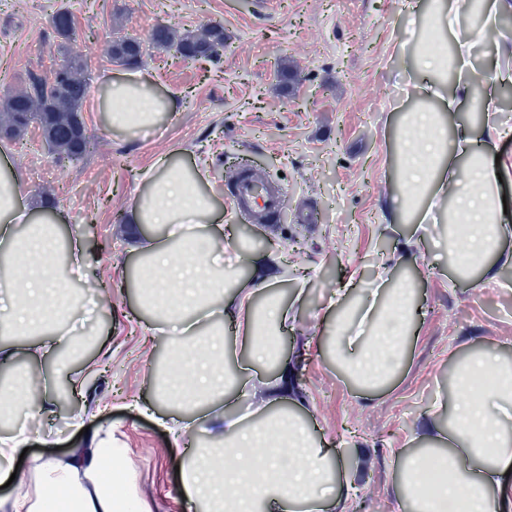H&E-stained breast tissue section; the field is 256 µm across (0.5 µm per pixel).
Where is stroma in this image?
I'll return each instance as SVG.
<instances>
[{
	"label": "stroma",
	"instance_id": "35a3bbf8",
	"mask_svg": "<svg viewBox=\"0 0 512 512\" xmlns=\"http://www.w3.org/2000/svg\"><path fill=\"white\" fill-rule=\"evenodd\" d=\"M414 5L425 12L431 0H267L261 10L241 0H0V100L30 74L50 77L73 53L87 63L93 83L119 74L107 54L113 37L144 41L159 23L183 34L211 20L228 36L217 64L147 49L144 69L157 92L180 98L156 131L130 137L106 129L90 96L83 118L97 144L83 159L56 162L34 126L12 141L13 167L33 196L52 191L67 209L63 236L80 240L93 267L113 276L135 264L115 216L145 191L147 167L189 145L192 153L180 162L216 175L225 223H245L227 199L238 158L260 164L288 191L287 215L253 225L259 242L250 250L279 261L278 281L257 289V302L273 295L296 305L298 322L281 335L282 353L299 338L335 335L336 320L324 307L342 281L353 280L355 304L368 289L413 284L425 314L412 328L404 367L383 390L370 397L354 390L325 350L311 349L294 365L307 428L327 448L369 449L372 465L357 485L358 495L371 499L368 512H400L395 457L414 452L410 433L445 398L449 369L485 347L512 361V267L494 282L477 274L460 278L448 262L443 225L385 220L388 199L406 185L398 151L402 118L419 104L412 88L415 46L405 40ZM62 7L74 15L66 42L49 23ZM417 231L428 264L383 270L387 254ZM81 332L88 345L80 353L60 350L39 362L24 354L32 337L0 329V345L20 352L11 375L38 378L25 388L16 417L33 432L19 472L34 482V459L78 447L75 413L64 407L61 389L101 361L107 369L91 383L109 385L112 397L87 405V425L111 432L132 476L135 512H204L181 498L172 437L152 419L178 411L176 400L156 392L170 337L146 330L132 288L116 293Z\"/></svg>",
	"mask_w": 512,
	"mask_h": 512
}]
</instances>
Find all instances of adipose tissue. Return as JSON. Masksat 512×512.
<instances>
[{"label":"adipose tissue","instance_id":"ef3b65f1","mask_svg":"<svg viewBox=\"0 0 512 512\" xmlns=\"http://www.w3.org/2000/svg\"><path fill=\"white\" fill-rule=\"evenodd\" d=\"M471 12L470 0H451L434 14L438 36L451 41L453 52L431 44L416 60V94L435 101L437 109L414 118L401 158L410 192L389 199L388 211L401 213L410 196H419L418 223H446L462 236L463 246L453 255L457 275L476 270L493 281L512 266V253L500 248L512 235L502 196L503 186L512 185V157L496 155L498 141L512 131L493 119L501 89L512 85V67L504 63L512 43L496 42L498 62L482 92H475L469 69L474 47L501 18L512 16V0H481L476 28L462 23ZM176 106L174 96L156 94L142 70L106 79L99 101L109 128L133 136L153 129L157 114ZM474 109L486 115L482 127L460 122L450 128L441 118ZM10 151L0 141V299L9 303L0 320L39 336L28 354L47 359L62 343L58 324L77 310L60 285L71 274L85 273L89 263L79 247L71 251L69 266L60 265L57 242L69 214L59 204L33 203ZM144 177L146 192L121 218L155 230L134 245L143 257L137 277L153 284L146 310L175 335L171 363L177 387L190 412L211 407L215 430L208 443L226 456L219 467L203 468L190 412L161 418L169 432L189 440L179 462L181 496L206 504L207 512H349L368 454L355 448L347 458H329L299 415L303 402L292 388L293 365L276 345L277 336L297 321L293 306L270 299L259 309L254 289L239 284L226 290L224 246L234 238L224 233L208 170L187 173L164 154ZM415 309L406 286L386 293L374 288L361 305L342 307L334 354L356 389L371 394L395 376ZM229 332L241 340L245 360L229 359ZM268 360L275 362L276 374L256 381L252 367ZM479 384L484 390L477 398ZM449 389L447 425L438 423L436 413L425 414L413 430L425 448L400 462L394 490L402 512H512V366L490 349L470 355L456 367ZM234 390L252 396L251 414L239 417L225 407L224 398ZM37 475L36 499L19 493L0 497V512H131L129 497L117 494L128 483L126 471L99 433L86 438L81 454L43 458Z\"/></svg>","mask_w":512,"mask_h":512}]
</instances>
